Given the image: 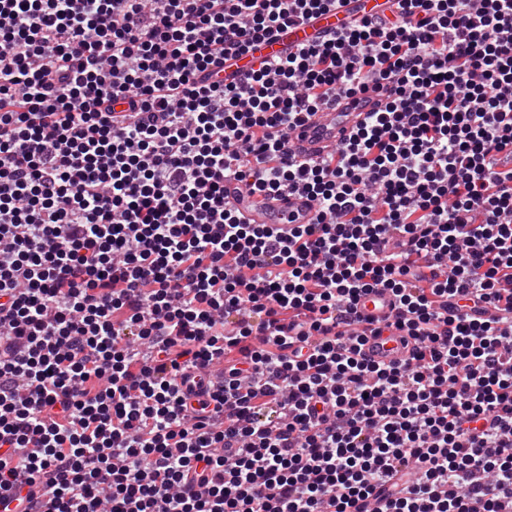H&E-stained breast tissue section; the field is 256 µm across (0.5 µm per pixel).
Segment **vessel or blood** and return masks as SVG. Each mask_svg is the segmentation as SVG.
Masks as SVG:
<instances>
[{
	"instance_id": "1",
	"label": "vessel or blood",
	"mask_w": 512,
	"mask_h": 512,
	"mask_svg": "<svg viewBox=\"0 0 512 512\" xmlns=\"http://www.w3.org/2000/svg\"><path fill=\"white\" fill-rule=\"evenodd\" d=\"M387 0H336L335 5L313 12L311 17L286 29L271 33L254 42L248 52L224 63V80H238L249 71L277 59L285 51L329 38L345 28L352 13L365 16H383L388 12ZM390 99L389 87L368 89L331 101L309 113L292 132L288 152L297 161H314L348 141L365 121L368 113L381 110ZM224 193L231 205L251 224H268L280 232H288L292 225L308 224L315 218V204L304 192L282 189L258 196L244 186L225 181ZM392 296L375 290L358 301V310L364 319L366 340L363 356L374 362L391 363L407 359L410 350L401 339L406 328L393 326Z\"/></svg>"
}]
</instances>
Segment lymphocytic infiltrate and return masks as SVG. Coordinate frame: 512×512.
Segmentation results:
<instances>
[{
  "instance_id": "f902f5d3",
  "label": "lymphocytic infiltrate",
  "mask_w": 512,
  "mask_h": 512,
  "mask_svg": "<svg viewBox=\"0 0 512 512\" xmlns=\"http://www.w3.org/2000/svg\"><path fill=\"white\" fill-rule=\"evenodd\" d=\"M328 2L0 0V489L56 512L512 495V0H394L203 79ZM380 84L337 152L289 157L303 114ZM228 178L305 190L317 219L246 223ZM376 288L404 361L361 355Z\"/></svg>"
}]
</instances>
